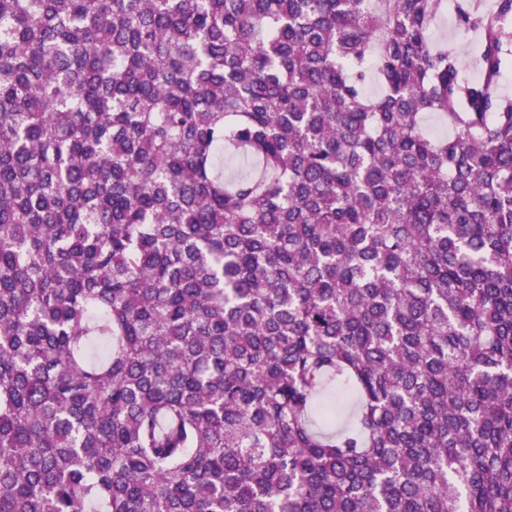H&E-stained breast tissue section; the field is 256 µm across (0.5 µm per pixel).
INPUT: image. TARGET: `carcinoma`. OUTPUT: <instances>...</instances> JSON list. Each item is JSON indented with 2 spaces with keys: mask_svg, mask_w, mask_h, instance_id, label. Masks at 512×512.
Instances as JSON below:
<instances>
[{
  "mask_svg": "<svg viewBox=\"0 0 512 512\" xmlns=\"http://www.w3.org/2000/svg\"><path fill=\"white\" fill-rule=\"evenodd\" d=\"M510 56L512 0H0V512H512ZM430 32L434 41L446 40L448 41V44L453 45V47L467 60L468 76L474 77L476 75L477 70L469 63L470 39L467 38L466 35H461L456 32L451 16L448 15L435 20L431 26Z\"/></svg>",
  "mask_w": 512,
  "mask_h": 512,
  "instance_id": "1",
  "label": "carcinoma"
}]
</instances>
